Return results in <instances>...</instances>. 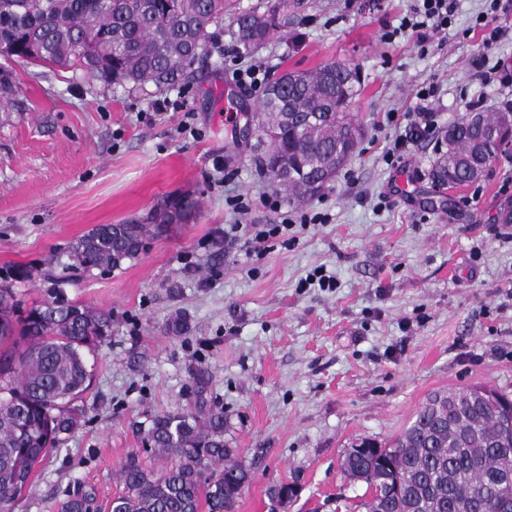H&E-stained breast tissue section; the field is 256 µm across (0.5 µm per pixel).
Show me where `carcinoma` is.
Segmentation results:
<instances>
[{
	"label": "carcinoma",
	"mask_w": 512,
	"mask_h": 512,
	"mask_svg": "<svg viewBox=\"0 0 512 512\" xmlns=\"http://www.w3.org/2000/svg\"><path fill=\"white\" fill-rule=\"evenodd\" d=\"M310 0H276L260 12H239L231 38L242 54L303 20ZM224 20V0H0V56L44 66L80 68L94 79L134 90L179 84L209 52ZM361 91L359 70L328 62L285 72L258 102L259 162L270 181L305 201L323 192L356 151L362 126L351 112ZM435 169L443 185H465L512 145L506 112L466 116L442 135ZM164 205L157 224H99L71 245L69 267L118 269L147 240L189 209ZM34 279L22 264L0 269V512H12L36 466L79 424L72 403L90 387L87 356L112 336L109 313L59 295L19 314L14 283ZM471 403L467 391H437L390 444L364 438L340 461L344 475L366 484L365 512H512L502 474L512 469V400ZM143 451L171 465L155 470L130 455L121 468L124 492L108 512H235L249 469L224 443V410L198 403L196 413L149 417L137 428ZM296 483H275L267 496L291 500ZM96 494L81 490L57 512H97Z\"/></svg>",
	"instance_id": "cac0c4a2"
}]
</instances>
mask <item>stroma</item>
Segmentation results:
<instances>
[{"label": "stroma", "instance_id": "35a3bbf8", "mask_svg": "<svg viewBox=\"0 0 512 512\" xmlns=\"http://www.w3.org/2000/svg\"><path fill=\"white\" fill-rule=\"evenodd\" d=\"M305 19L237 56L229 35L181 84L145 92L80 70L9 63L16 89L0 106V267L35 272L19 283L22 307L53 291L108 311L112 336L89 361L79 427L47 455L13 512H55L77 488L98 506L123 490L119 472L140 446L147 417L191 412L195 374L209 405L223 410L224 439L250 468L236 512H271L270 485L299 480L281 512H364L366 486L340 458L357 439L385 440L413 420L433 392L486 386L512 395V147L479 184L436 183L440 154L426 142L402 171L382 155L396 134L386 113L406 112L434 85L441 127L482 97L500 112L512 83L484 84L512 69V0L486 48L477 16L490 0H458L454 26L420 51L387 43L411 0H313ZM331 61L360 69L352 111L363 138L311 207L328 224H295L256 255L224 250L236 223L276 224L258 198L274 186L260 171L256 138L238 134L256 111L233 69L264 63L269 78ZM166 111H152L157 98ZM252 199L237 214L227 199ZM195 207L151 238L137 259L111 272L68 267L72 243L97 224H150L167 200ZM332 288L308 286L315 268ZM183 314L189 330L170 333Z\"/></svg>", "mask_w": 512, "mask_h": 512}]
</instances>
